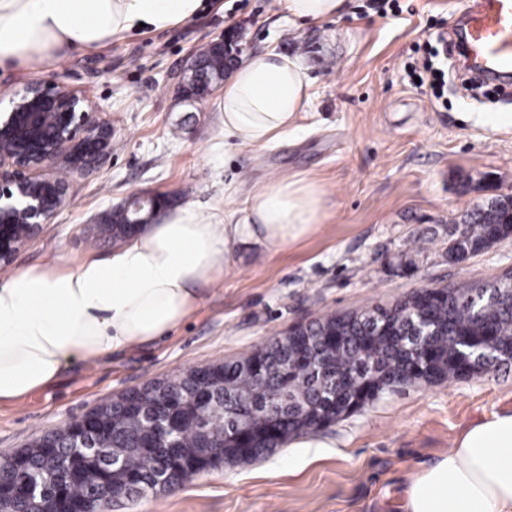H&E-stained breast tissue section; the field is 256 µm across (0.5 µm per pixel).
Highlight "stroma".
<instances>
[{"instance_id":"35a3bbf8","label":"stroma","mask_w":512,"mask_h":512,"mask_svg":"<svg viewBox=\"0 0 512 512\" xmlns=\"http://www.w3.org/2000/svg\"><path fill=\"white\" fill-rule=\"evenodd\" d=\"M468 0H346L321 23L293 20L282 0H202L199 14L161 31L30 68H0V103L36 81L83 94L112 124V150L91 169H50L69 203L28 239L16 270L71 269L113 243L102 226L133 194L171 205L233 208L235 191L301 173L326 192L328 217L298 244L241 245L222 281L161 340L100 363L77 361L52 385L0 402V458L82 416L103 399L220 363L298 322L392 303L414 290L490 282L512 269V238L448 261V233L466 214L512 196V131L480 116L511 112L493 85L465 89L448 69L443 100L405 66L416 46L438 45ZM242 55L297 58L310 84L299 129L263 148L224 135V93L196 99L185 74L194 55L228 32ZM512 413V367L465 380L414 384L264 456L193 475L182 486L112 512H401L410 475L437 461L470 425Z\"/></svg>"}]
</instances>
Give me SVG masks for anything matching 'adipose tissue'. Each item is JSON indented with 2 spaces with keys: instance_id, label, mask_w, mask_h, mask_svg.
Returning <instances> with one entry per match:
<instances>
[{
  "instance_id": "1",
  "label": "adipose tissue",
  "mask_w": 512,
  "mask_h": 512,
  "mask_svg": "<svg viewBox=\"0 0 512 512\" xmlns=\"http://www.w3.org/2000/svg\"><path fill=\"white\" fill-rule=\"evenodd\" d=\"M201 0H0V67H26L194 17ZM297 59L265 51L224 83V132L262 148L288 136L310 98ZM243 218L170 210L106 255L65 272L30 267L0 285V401L57 381L74 361L151 343L220 280L238 245L280 249L317 231L326 194L293 175L253 184ZM403 512H512V413L471 425L410 480Z\"/></svg>"
}]
</instances>
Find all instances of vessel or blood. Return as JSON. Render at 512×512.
I'll return each mask as SVG.
<instances>
[{"label": "vessel or blood", "mask_w": 512, "mask_h": 512, "mask_svg": "<svg viewBox=\"0 0 512 512\" xmlns=\"http://www.w3.org/2000/svg\"><path fill=\"white\" fill-rule=\"evenodd\" d=\"M463 36L469 68L484 74L512 73V0H474Z\"/></svg>", "instance_id": "1"}]
</instances>
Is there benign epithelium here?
<instances>
[{
	"label": "benign epithelium",
	"mask_w": 512,
	"mask_h": 512,
	"mask_svg": "<svg viewBox=\"0 0 512 512\" xmlns=\"http://www.w3.org/2000/svg\"><path fill=\"white\" fill-rule=\"evenodd\" d=\"M220 46L227 64L240 52L231 37H222L201 50L191 63L198 74V98L207 96L213 83L205 76V59ZM112 142V123L100 112L88 109L86 99L51 82L27 85L14 95L8 108L0 109V261L9 262L22 242L13 235L16 224L29 227L36 236L43 225L69 202V184L40 174L64 161L81 172L101 160ZM156 195H134L121 211L128 224H149L162 209ZM83 456L109 472L122 469L119 456L110 448H88L79 441ZM130 484L108 483L98 495L109 503L128 497ZM48 503L35 487L24 491L19 504L16 491L0 484V512H47Z\"/></svg>",
	"instance_id": "obj_1"
}]
</instances>
